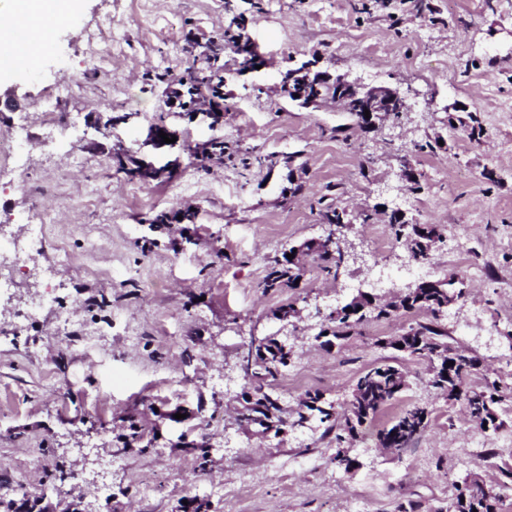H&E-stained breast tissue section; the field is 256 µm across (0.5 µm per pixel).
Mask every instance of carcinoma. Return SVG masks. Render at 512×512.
<instances>
[{"label":"carcinoma","instance_id":"carcinoma-1","mask_svg":"<svg viewBox=\"0 0 512 512\" xmlns=\"http://www.w3.org/2000/svg\"><path fill=\"white\" fill-rule=\"evenodd\" d=\"M188 78L184 86L189 102L181 103L185 107L194 103L196 98L208 96L218 111V117L224 116V65L218 64V55L193 63L187 71ZM306 249L315 253L321 269L330 274L338 271L341 265L340 253L329 249L322 242H309ZM302 276V269L287 256L275 260V266L266 275L262 288L266 292H279L295 286ZM457 279L450 277L438 281L432 288L413 297L408 305L392 309L391 304L373 305L371 303H346L328 316L317 337L343 341L352 335L353 329L369 318L389 319L396 315L425 311L432 314L428 322H418L409 326L400 335L387 340L386 347L405 355L423 359L430 364V385L439 390L449 400L464 401L465 409L474 420L485 419L495 422L492 405L501 402L497 387L487 390H469L464 385L468 369L475 360L452 352L448 344V330L439 321L444 312L441 304L448 302V295L464 294L463 289L455 287ZM249 355L252 358V370L248 387L237 397L240 405L241 420L267 432L280 431L284 426L282 399L275 391L274 381L283 375L294 359V351L286 349V343L273 335L255 337L251 340ZM451 374V379L443 377V372ZM406 388L403 372L396 366L378 364L359 374L351 389V397L344 414L336 411L334 402L324 398L320 391L306 392L300 401V410L294 416L295 422L311 423L315 420L323 426L327 435L339 430L336 440L351 442L359 437L360 429L375 420L379 412L402 394ZM429 410L424 406L410 405L402 410L387 427L378 431L377 437L385 448H402L419 435L428 423ZM124 438L128 443L141 444L150 436V432L131 418L124 427ZM501 496L488 488L483 480L473 474L457 486V493L451 503L450 512H500Z\"/></svg>","mask_w":512,"mask_h":512}]
</instances>
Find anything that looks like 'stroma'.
<instances>
[{
  "label": "stroma",
  "mask_w": 512,
  "mask_h": 512,
  "mask_svg": "<svg viewBox=\"0 0 512 512\" xmlns=\"http://www.w3.org/2000/svg\"><path fill=\"white\" fill-rule=\"evenodd\" d=\"M107 20L123 44L101 72L84 32ZM226 30L254 43L268 68L226 73L218 128L186 113L175 121L189 142L223 141V163L185 151L166 183L118 172L113 155L133 148L204 44ZM314 55L330 75L399 92L406 112L361 127L333 100L294 105L279 74ZM49 82L68 86L59 109L76 127L50 153L46 130L30 120ZM1 93L15 105L0 123L23 128L28 166L0 185V224L19 233L49 213L39 264L53 265L62 244L79 260L59 271V302L0 335V498H15L23 476L58 512H180L191 499L209 512H398L409 502L433 512L469 474L498 486L512 467V401L497 405L496 427L472 422L429 386L425 362L379 344L426 313L366 321L329 348L316 336L358 292L387 300L419 278L457 274L466 295L441 322L449 343L480 361L468 384L512 388V365L500 358L512 346V0H79L37 65L0 76ZM126 113L133 123L116 130L99 123ZM406 162L416 187L399 177ZM330 206L345 214L334 279L300 250L324 239ZM185 207L194 223L147 222ZM397 208L407 222L443 228L425 262L402 239L374 253V229L390 233ZM459 237L472 243L467 254L453 249ZM294 247L298 286L264 292L274 260ZM289 303L295 316L276 319ZM65 312L72 325L62 334ZM268 334L296 352L275 385L291 410L319 390L344 411L356 377L380 361L404 373L401 399L353 443V471L336 466V439L321 429L277 436L237 421L250 338ZM296 373L304 380L290 385ZM167 376L182 386H162ZM414 403L430 410L424 432L401 452L380 448L377 429ZM178 407L190 417L166 420ZM132 415L162 428L148 450L120 439ZM184 431L206 436L207 463L177 447ZM151 476L161 484L149 493Z\"/></svg>",
  "instance_id": "1"
}]
</instances>
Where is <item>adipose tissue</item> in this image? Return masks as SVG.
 <instances>
[{
	"label": "adipose tissue",
	"mask_w": 512,
	"mask_h": 512,
	"mask_svg": "<svg viewBox=\"0 0 512 512\" xmlns=\"http://www.w3.org/2000/svg\"><path fill=\"white\" fill-rule=\"evenodd\" d=\"M76 7L75 0H0V61L27 65L38 59L42 48L65 25ZM26 21L33 32L27 46H19L17 21Z\"/></svg>",
	"instance_id": "ef3b65f1"
}]
</instances>
